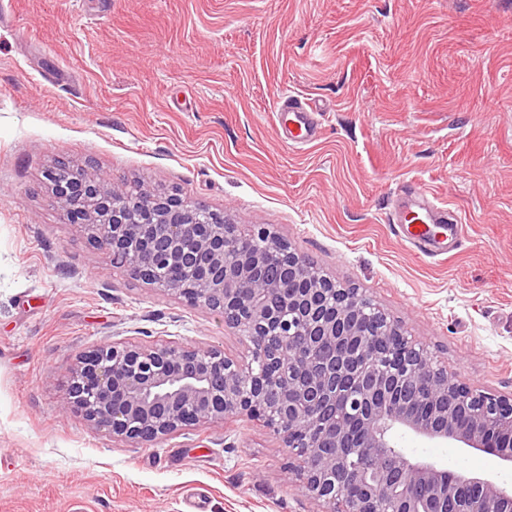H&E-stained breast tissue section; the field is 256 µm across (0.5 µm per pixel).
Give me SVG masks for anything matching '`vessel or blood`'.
<instances>
[{
	"label": "vessel or blood",
	"instance_id": "b4317fda",
	"mask_svg": "<svg viewBox=\"0 0 512 512\" xmlns=\"http://www.w3.org/2000/svg\"><path fill=\"white\" fill-rule=\"evenodd\" d=\"M278 112L280 136L289 143L302 145L320 136L322 114L317 107L289 95ZM393 218L402 223L406 241L428 256L447 254L464 236L460 219L449 215L447 207L437 204L432 194L418 185H410L397 196Z\"/></svg>",
	"mask_w": 512,
	"mask_h": 512
}]
</instances>
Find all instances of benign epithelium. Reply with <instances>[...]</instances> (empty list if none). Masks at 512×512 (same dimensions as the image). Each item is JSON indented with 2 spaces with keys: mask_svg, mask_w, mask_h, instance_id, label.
<instances>
[{
  "mask_svg": "<svg viewBox=\"0 0 512 512\" xmlns=\"http://www.w3.org/2000/svg\"><path fill=\"white\" fill-rule=\"evenodd\" d=\"M55 203L152 287L218 309L251 345L101 346L82 354L68 404L137 443L193 425L253 418L300 462L288 469L317 512H512V487L408 455L397 433L512 463V395L448 375L356 288H341L266 227L250 234L176 194L129 195L102 174L48 172ZM172 260L177 277L157 272ZM473 496L464 499L460 490Z\"/></svg>",
  "mask_w": 512,
  "mask_h": 512,
  "instance_id": "7a95c632",
  "label": "benign epithelium"
}]
</instances>
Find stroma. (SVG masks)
<instances>
[{
    "instance_id": "obj_1",
    "label": "stroma",
    "mask_w": 512,
    "mask_h": 512,
    "mask_svg": "<svg viewBox=\"0 0 512 512\" xmlns=\"http://www.w3.org/2000/svg\"><path fill=\"white\" fill-rule=\"evenodd\" d=\"M326 110L281 141L283 94ZM262 224L357 288L462 382L512 394V0H13L0 17V512H316L260 423L145 445L67 405L112 343L248 358L221 314L133 280L53 201L48 170ZM419 183L465 238L418 254L389 217ZM416 458L512 465L400 433Z\"/></svg>"
}]
</instances>
